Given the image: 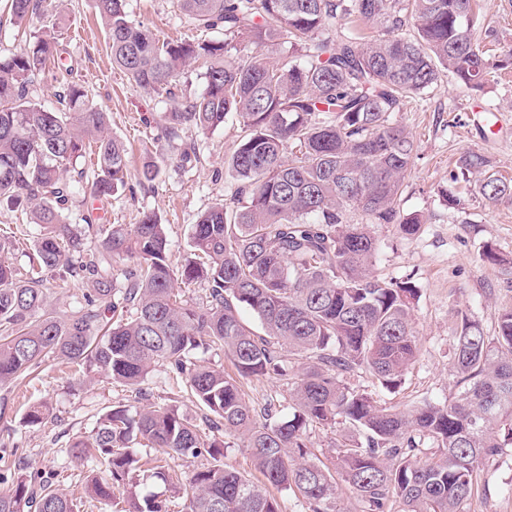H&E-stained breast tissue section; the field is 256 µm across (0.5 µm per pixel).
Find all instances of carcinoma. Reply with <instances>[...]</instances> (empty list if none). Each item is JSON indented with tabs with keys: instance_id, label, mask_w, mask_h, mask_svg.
Returning <instances> with one entry per match:
<instances>
[{
	"instance_id": "cac0c4a2",
	"label": "carcinoma",
	"mask_w": 512,
	"mask_h": 512,
	"mask_svg": "<svg viewBox=\"0 0 512 512\" xmlns=\"http://www.w3.org/2000/svg\"><path fill=\"white\" fill-rule=\"evenodd\" d=\"M92 2L112 63L136 87L171 95L181 70L201 65L203 92L169 113L165 133L213 130L235 113L241 135L230 166L239 185L193 225L194 257L177 269L153 211L136 224L97 226L99 249L83 253L65 215L64 174L94 148L91 172H80L84 192L109 198L126 185V146L80 83L63 84L54 109L31 97L34 78L60 67L51 30L0 58V202L41 227L24 274L0 243V385L57 358L131 386L158 366L175 374L205 411L204 426L174 406L133 417L115 407L91 438L72 444L75 459L101 466L87 492L102 501L139 486L140 458L130 449L137 440L171 459L209 457L187 478L181 512H281L273 488L303 499L309 512H342L343 483L363 512H386L392 500L402 512H464L480 466L512 454V308L500 311L492 335L462 315L454 336L461 388L444 403L381 407L346 378L365 371L395 391L421 355L418 289L374 274L369 225L397 224L406 235L420 228L419 215L400 210L415 144L393 114L443 71L465 87L483 83L495 63L473 36L475 0H177L198 26L224 32L197 42L160 39L129 19L126 0ZM6 7L20 23L45 12L44 0ZM339 15L378 28L379 38L337 29ZM279 42L301 48L303 60L267 62L259 49ZM456 167L464 178L483 175L487 201L512 196L485 156L465 152ZM353 212L367 223H351ZM53 272L91 284L63 318L45 292ZM178 282L206 284L202 302L183 299ZM200 350L224 353L235 373L200 363ZM259 376L284 382L291 415L280 416L273 401L259 409L246 401L241 381ZM338 422L351 435L335 444L331 464L309 457V429ZM221 433L244 439L263 480L224 465ZM422 439L436 450L420 458ZM0 481V512H80L38 472ZM125 501L120 512H168L151 493Z\"/></svg>"
}]
</instances>
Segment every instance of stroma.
<instances>
[{"instance_id": "35a3bbf8", "label": "stroma", "mask_w": 512, "mask_h": 512, "mask_svg": "<svg viewBox=\"0 0 512 512\" xmlns=\"http://www.w3.org/2000/svg\"><path fill=\"white\" fill-rule=\"evenodd\" d=\"M481 4L474 36L502 61V68L492 71L478 89L441 79L395 115L416 146L401 209L419 214L423 224L412 236L403 234L396 224H375L371 230L379 247L377 274L389 280H411L418 290L413 326L421 356L395 393L383 389L369 374L351 375V386L370 392L383 407L409 408L448 400L457 390L453 336L461 314H468L491 334L499 312L512 307V198L490 203L479 192L477 176L457 183L450 179L456 159L466 150L484 155L493 170L512 179V0H481ZM63 8L65 20L56 37L66 65L55 74L36 77L32 95L53 107L63 83L80 82L90 99L108 112L110 133L131 150L127 185L111 198H90L77 172H67L72 189L68 220L81 231L84 249L90 252L98 239L88 232V225L134 224L141 212H157L168 226L170 260L181 265L191 254L192 224L238 186L229 165L239 141L238 119L231 114L217 129L185 133L184 140L195 145L197 159L179 163L181 142L168 140L163 130L179 100L203 92L198 67L180 73L175 97L146 93L113 66L92 0H65ZM127 12L130 19L167 39L218 37L184 15L176 0H127ZM148 162L160 168L151 182L141 175ZM449 192L461 200V207L448 205L445 195ZM39 233V225L0 206V234L11 239L16 268L28 266ZM487 245L504 257V264L481 260ZM175 394L172 379L160 367L138 391L105 375L90 378L68 365L48 361L39 378L0 386V473L17 466L41 472L54 487L82 500V512H112L111 506L88 499L85 487L96 464L73 458L71 444L91 437L100 417L119 405L135 411L173 404L184 416L200 421L198 407L176 400ZM37 403L49 407L48 419L34 426L24 424L26 411ZM478 483L483 491L469 501L466 512H512L511 457L486 461Z\"/></svg>"}]
</instances>
